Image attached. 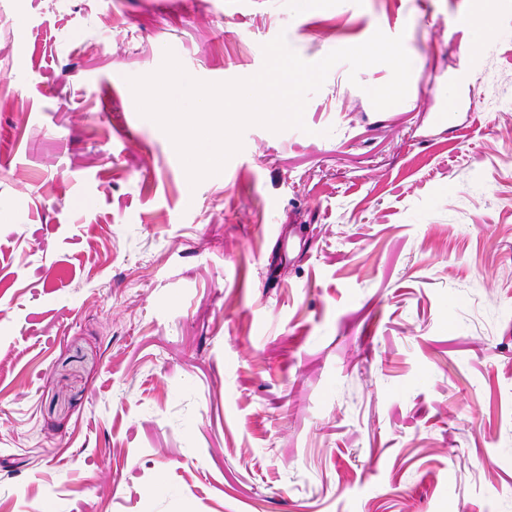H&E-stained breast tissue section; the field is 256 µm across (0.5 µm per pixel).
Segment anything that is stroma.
I'll use <instances>...</instances> for the list:
<instances>
[{"instance_id": "35a3bbf8", "label": "stroma", "mask_w": 512, "mask_h": 512, "mask_svg": "<svg viewBox=\"0 0 512 512\" xmlns=\"http://www.w3.org/2000/svg\"><path fill=\"white\" fill-rule=\"evenodd\" d=\"M378 30L404 101L338 64L194 187L132 107ZM0 512H512V5L0 0Z\"/></svg>"}]
</instances>
